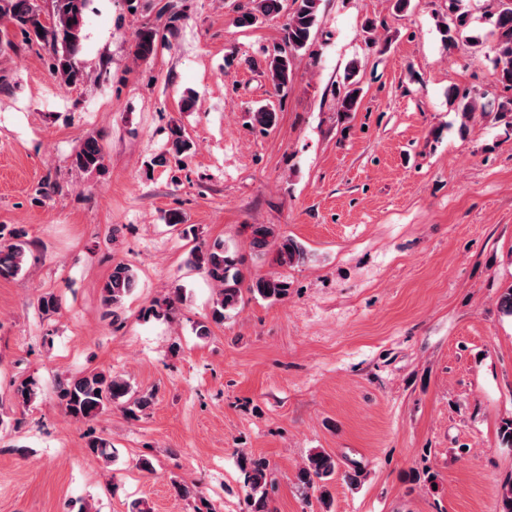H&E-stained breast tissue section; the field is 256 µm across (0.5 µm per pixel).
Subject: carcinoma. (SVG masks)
Masks as SVG:
<instances>
[{
    "instance_id": "obj_1",
    "label": "carcinoma",
    "mask_w": 512,
    "mask_h": 512,
    "mask_svg": "<svg viewBox=\"0 0 512 512\" xmlns=\"http://www.w3.org/2000/svg\"><path fill=\"white\" fill-rule=\"evenodd\" d=\"M252 6L239 16V23L249 26L262 18L275 16L283 9L281 0H251ZM89 0H52V10L44 13L36 0H0V43L12 44L16 34L30 40L43 41L50 48V69L61 84L70 87L85 80L86 73L79 56L83 48V27ZM320 0H292L291 12L284 28L283 45L265 58L266 69L274 89L288 86L293 72L294 54L305 48L317 23ZM487 20L496 36L498 52L494 67L498 81L512 89V0H498L497 8ZM445 26L442 36L447 46L457 45L465 39L473 44L478 38L467 35L469 13L462 7V0H453L451 14L441 22ZM161 41L158 30L148 24L137 29L131 45L132 55L140 60L156 54ZM357 63H352L345 75V91L339 98V111L344 114L357 111L360 88L352 81ZM250 124L262 130L272 128L277 121L274 108L264 105L248 113ZM193 151V143L181 126L169 128L165 151L153 164L166 166L181 163ZM104 152L100 139L86 136L79 144L73 158L74 165L88 173L103 168ZM251 246L259 254L274 251L275 261L281 267L298 265L305 261V248L291 238L277 239L271 229L256 226L252 229ZM29 252V242L18 229L9 231L0 226V277H16L24 270ZM244 259L230 254L222 242L199 243L190 251L187 266L203 275L216 287V299L212 311L214 321L224 320V314L238 309L244 300L243 293L259 295L263 299L279 301L288 295V283L278 277L259 276L245 281L240 266ZM135 288V276L124 262L112 266V272L101 287L103 317L117 322V310ZM59 403L65 413L76 420H92L110 404L134 413L145 412L152 404L153 394H135L130 384L117 375L104 371H87L79 376L59 379L56 387ZM89 453L109 458L110 443L92 436L87 441ZM240 467L244 473L249 512H274L268 486L272 479L268 465L245 453L240 455ZM335 471L334 459L325 452L307 456L306 462L296 474V485L306 494L317 488L318 482L330 477Z\"/></svg>"
}]
</instances>
